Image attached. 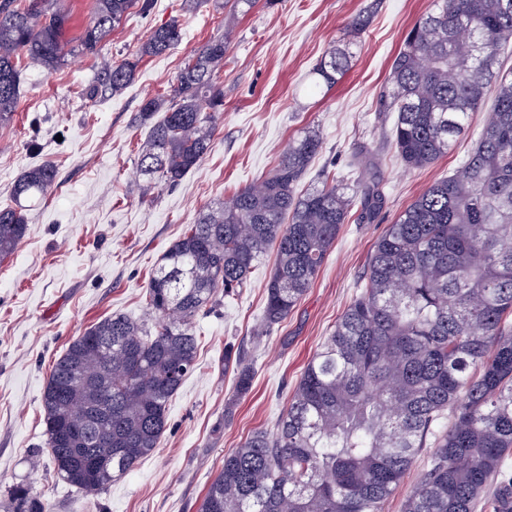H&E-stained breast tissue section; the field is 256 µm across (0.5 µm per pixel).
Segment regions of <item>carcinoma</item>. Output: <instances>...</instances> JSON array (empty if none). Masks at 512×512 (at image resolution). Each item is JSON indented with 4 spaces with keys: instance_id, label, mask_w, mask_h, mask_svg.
<instances>
[{
    "instance_id": "cac0c4a2",
    "label": "carcinoma",
    "mask_w": 512,
    "mask_h": 512,
    "mask_svg": "<svg viewBox=\"0 0 512 512\" xmlns=\"http://www.w3.org/2000/svg\"><path fill=\"white\" fill-rule=\"evenodd\" d=\"M0 0V123L14 115L26 56L52 71L74 53L100 55L112 30L152 0H96L93 20L69 45L66 17L50 0ZM257 0H232L224 28ZM467 25L471 38L456 29ZM183 38L176 20L151 31L141 54L160 56ZM512 44V0H434L404 36L379 98L394 112L392 137L406 166L448 153L470 113L494 105L456 172L432 183L374 245L367 282L306 366L273 433L257 431L224 455L197 512H384L422 448L433 445L402 512H512V76L500 70ZM226 36L189 59L138 152L142 191L175 186L211 150L224 89ZM352 55L331 47L310 72L334 84ZM136 63L112 62L103 85L117 94ZM321 140L307 132L278 163L226 203L199 214L163 254L145 290L152 321L109 316L76 337L55 361L42 395L46 445L58 476L98 491L158 447L169 401L194 368V318L230 297L268 250L261 330L294 310L352 213L370 220L380 179L355 189L323 181L297 192ZM56 180L44 163L15 182L0 205V258L26 232L27 205ZM112 346V354L106 347ZM236 390L248 391L245 352H227ZM448 419V425L442 420ZM9 512H47L23 484Z\"/></svg>"
}]
</instances>
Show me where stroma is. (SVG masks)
Wrapping results in <instances>:
<instances>
[{"instance_id":"stroma-1","label":"stroma","mask_w":512,"mask_h":512,"mask_svg":"<svg viewBox=\"0 0 512 512\" xmlns=\"http://www.w3.org/2000/svg\"><path fill=\"white\" fill-rule=\"evenodd\" d=\"M432 0H257L233 27L224 0H154L131 12L101 56L75 54L52 72L23 65L11 121L0 124V205L17 178L52 163L56 182L28 212L16 252L0 261V505L11 486L27 484L49 512H196L225 453L253 432H274L308 361L320 350L367 274L387 225L434 181L456 169L481 131L492 101L470 113L467 131L428 167L409 169L393 139L394 113L377 109L406 32ZM370 23L352 34L351 20ZM179 21L184 39L168 53L140 56L149 33ZM228 34L217 81L224 110L215 118L211 151L177 186L142 193L135 181L138 146L149 128L144 100L167 92L188 57ZM352 52L332 88L308 73L331 46ZM138 59L133 82L114 96L98 88L105 60ZM316 131L322 147L305 184L360 179L371 158L383 184L373 221L343 225L311 287L289 314L256 337L273 273L266 255L236 296L217 299L194 320V369L171 399L158 448L102 490L86 492L59 479L46 451L42 393L53 362L100 319H146L145 289L162 254L198 214L256 182L288 142ZM251 356L250 391L237 394L225 349Z\"/></svg>"}]
</instances>
